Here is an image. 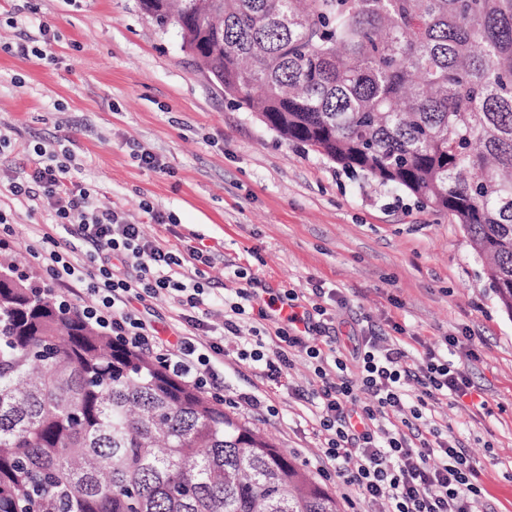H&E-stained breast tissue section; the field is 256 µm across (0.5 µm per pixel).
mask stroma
Segmentation results:
<instances>
[{"mask_svg":"<svg viewBox=\"0 0 512 512\" xmlns=\"http://www.w3.org/2000/svg\"><path fill=\"white\" fill-rule=\"evenodd\" d=\"M21 43L40 56L17 54ZM61 138L98 206L125 212L148 237L208 250L203 270L227 302L240 266L273 292L295 290L303 305L314 285L335 290L328 313L348 350L369 323L401 325L413 353L420 338L470 337L480 358L465 368L489 410L445 402L432 417L468 448L489 512H512V315L451 217L353 178L230 107L177 28L159 30L137 0H0V210L10 224L0 250L42 283L50 277L27 244L43 238L60 251L67 234L46 203L12 196L10 185L33 168L36 143ZM137 148L161 169L141 164ZM146 201L165 223L143 212ZM224 348L225 411L271 434L353 512L343 477L320 472L307 404L288 395L312 380L311 365L294 357L278 387L238 370L234 343ZM242 392L273 395L279 418L233 404Z\"/></svg>","mask_w":512,"mask_h":512,"instance_id":"1","label":"stroma"}]
</instances>
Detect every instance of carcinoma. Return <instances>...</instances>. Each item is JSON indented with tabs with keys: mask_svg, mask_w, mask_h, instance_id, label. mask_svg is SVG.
I'll list each match as a JSON object with an SVG mask.
<instances>
[{
	"mask_svg": "<svg viewBox=\"0 0 512 512\" xmlns=\"http://www.w3.org/2000/svg\"><path fill=\"white\" fill-rule=\"evenodd\" d=\"M353 177L462 227L512 314V0H140ZM0 512H340L264 432L0 257Z\"/></svg>",
	"mask_w": 512,
	"mask_h": 512,
	"instance_id": "cac0c4a2",
	"label": "carcinoma"
}]
</instances>
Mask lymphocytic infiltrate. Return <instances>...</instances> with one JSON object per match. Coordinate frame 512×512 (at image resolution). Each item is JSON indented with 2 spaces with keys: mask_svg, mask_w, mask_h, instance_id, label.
I'll list each match as a JSON object with an SVG mask.
<instances>
[{
  "mask_svg": "<svg viewBox=\"0 0 512 512\" xmlns=\"http://www.w3.org/2000/svg\"><path fill=\"white\" fill-rule=\"evenodd\" d=\"M33 151L37 163L11 192L45 197L56 225L69 236L67 252H41L37 258L70 295L91 297L83 315L115 343L154 354L185 383L219 401L225 337L238 338L239 364L275 383L287 375L294 355H304L315 378L288 393L311 406L325 468L344 476L369 512H475L483 499L480 473L467 450L429 416L445 400L477 411L487 403L469 372L441 355L438 344L422 342L414 358L401 337L370 324L353 353L344 354L322 320L323 300L335 298V291L315 286L311 308L302 309L291 289L262 298L254 277L237 289L218 338L208 346L189 336L174 343L161 339L141 305L172 300L194 328L200 324L196 311L216 301L209 282L186 273L198 249L163 244L145 236L125 213L96 207L90 188L70 175V149L37 145ZM245 318L253 322L246 330Z\"/></svg>",
  "mask_w": 512,
  "mask_h": 512,
  "instance_id": "1",
  "label": "lymphocytic infiltrate"
}]
</instances>
